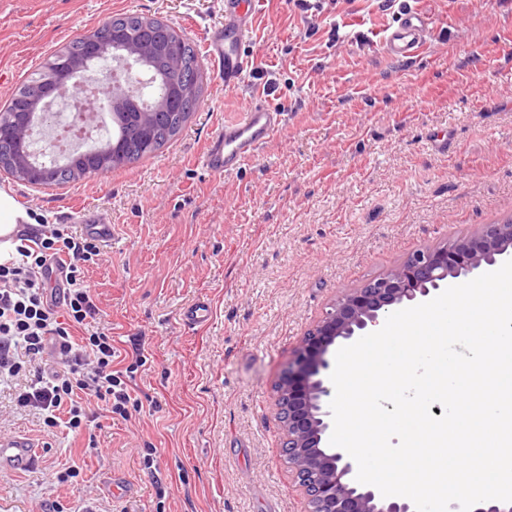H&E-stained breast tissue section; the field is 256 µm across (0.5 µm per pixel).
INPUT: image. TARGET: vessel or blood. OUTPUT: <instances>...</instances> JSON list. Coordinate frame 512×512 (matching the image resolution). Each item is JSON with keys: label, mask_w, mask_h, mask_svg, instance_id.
<instances>
[{"label": "vessel or blood", "mask_w": 512, "mask_h": 512, "mask_svg": "<svg viewBox=\"0 0 512 512\" xmlns=\"http://www.w3.org/2000/svg\"><path fill=\"white\" fill-rule=\"evenodd\" d=\"M260 0H224V22L207 34L204 49L217 65L225 87L239 85L245 70V42L252 30ZM433 30V19L417 9L400 13L395 26L383 38L385 50L393 57L414 59L422 52ZM284 123L280 107L262 97L250 100L243 120L225 123L213 134L200 158L204 169L214 175L237 172L246 159L265 145ZM77 222L86 235L104 245L112 243V218L103 209L81 211ZM40 449L24 436L0 437V468L29 471L38 465Z\"/></svg>", "instance_id": "obj_1"}]
</instances>
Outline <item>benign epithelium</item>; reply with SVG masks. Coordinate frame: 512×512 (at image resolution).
Segmentation results:
<instances>
[{
    "mask_svg": "<svg viewBox=\"0 0 512 512\" xmlns=\"http://www.w3.org/2000/svg\"><path fill=\"white\" fill-rule=\"evenodd\" d=\"M512 260V224H488L455 245L414 251L399 265L342 294L303 336L288 372L274 385L283 427L282 452L308 512H416L414 503L384 497L356 480L357 465L326 446L333 430L326 371L336 340L356 342L390 312L427 302L451 280L475 277Z\"/></svg>",
    "mask_w": 512,
    "mask_h": 512,
    "instance_id": "benign-epithelium-1",
    "label": "benign epithelium"
}]
</instances>
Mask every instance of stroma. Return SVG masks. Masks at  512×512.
Returning <instances> with one entry per match:
<instances>
[{
	"instance_id": "35a3bbf8",
	"label": "stroma",
	"mask_w": 512,
	"mask_h": 512,
	"mask_svg": "<svg viewBox=\"0 0 512 512\" xmlns=\"http://www.w3.org/2000/svg\"><path fill=\"white\" fill-rule=\"evenodd\" d=\"M408 7L434 19L413 60L382 45ZM132 13L200 49L224 0H0V106L67 42ZM246 55L235 90L201 60L197 112L136 164L52 187L0 172L37 223L75 233L67 212L110 213L86 279L113 369L133 367V344L146 356L137 406L101 413L90 436L47 429L0 390V436L41 450L36 470L0 468V512H73L86 496L101 512H306L273 394L301 337L415 250L512 219V0H262ZM256 94L283 127L238 172L208 173V138ZM198 299L213 315L192 329L181 311ZM71 465L76 482L50 479Z\"/></svg>"
}]
</instances>
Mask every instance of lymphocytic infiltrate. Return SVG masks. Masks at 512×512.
Returning a JSON list of instances; mask_svg holds the SVG:
<instances>
[{"mask_svg":"<svg viewBox=\"0 0 512 512\" xmlns=\"http://www.w3.org/2000/svg\"><path fill=\"white\" fill-rule=\"evenodd\" d=\"M16 237L22 242L18 259L0 264V384L27 374L16 402L52 428L64 408L69 430H89L96 417L86 407L94 402L126 415L132 395L125 374L112 367L109 330L78 342L71 334L99 313L81 269L100 253L95 240L56 228L36 235L22 229ZM50 350L60 367L49 372L42 362Z\"/></svg>","mask_w":512,"mask_h":512,"instance_id":"lymphocytic-infiltrate-1","label":"lymphocytic infiltrate"}]
</instances>
